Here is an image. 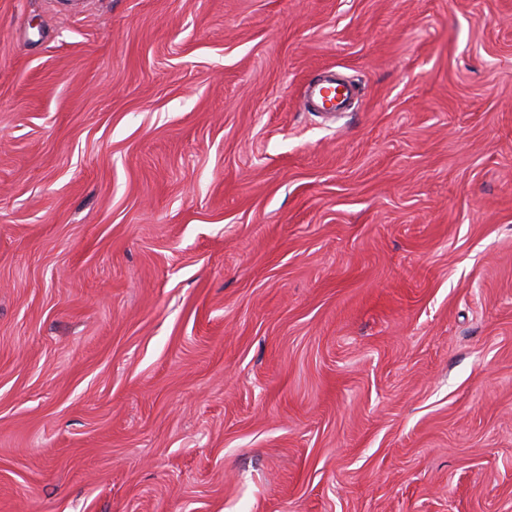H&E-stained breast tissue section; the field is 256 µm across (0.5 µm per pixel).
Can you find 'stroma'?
I'll return each instance as SVG.
<instances>
[{
  "instance_id": "obj_1",
  "label": "stroma",
  "mask_w": 512,
  "mask_h": 512,
  "mask_svg": "<svg viewBox=\"0 0 512 512\" xmlns=\"http://www.w3.org/2000/svg\"><path fill=\"white\" fill-rule=\"evenodd\" d=\"M0 512H512V0H0ZM359 93L358 86L339 73L327 72L308 80L303 93L307 112H348Z\"/></svg>"
}]
</instances>
